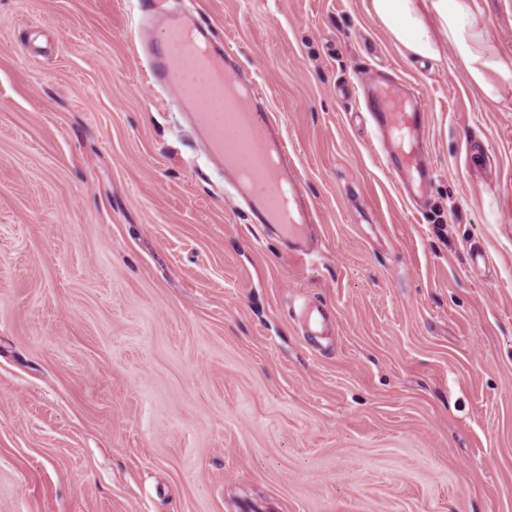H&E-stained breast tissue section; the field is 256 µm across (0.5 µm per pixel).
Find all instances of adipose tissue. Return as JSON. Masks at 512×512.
Listing matches in <instances>:
<instances>
[{
    "label": "adipose tissue",
    "mask_w": 512,
    "mask_h": 512,
    "mask_svg": "<svg viewBox=\"0 0 512 512\" xmlns=\"http://www.w3.org/2000/svg\"><path fill=\"white\" fill-rule=\"evenodd\" d=\"M369 12L413 55L437 59L453 46L468 80L487 96L495 94L489 73H512L511 63L485 49L471 0H370Z\"/></svg>",
    "instance_id": "1"
}]
</instances>
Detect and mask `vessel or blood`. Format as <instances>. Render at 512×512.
Returning <instances> with one entry per match:
<instances>
[{
  "label": "vessel or blood",
  "mask_w": 512,
  "mask_h": 512,
  "mask_svg": "<svg viewBox=\"0 0 512 512\" xmlns=\"http://www.w3.org/2000/svg\"><path fill=\"white\" fill-rule=\"evenodd\" d=\"M231 57V50L215 48L207 30L176 18L153 49L148 76L154 84L179 89L181 105L246 201L254 223L287 239L297 258H308L318 224L316 208L294 172L273 112L258 104L260 85L238 79ZM187 71H204L208 78L199 85L182 84ZM363 103L401 198L422 206L432 179L423 144V96L404 76L390 71L364 86Z\"/></svg>",
  "instance_id": "b4317fda"
}]
</instances>
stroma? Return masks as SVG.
Listing matches in <instances>:
<instances>
[{
	"label": "stroma",
	"mask_w": 512,
	"mask_h": 512,
	"mask_svg": "<svg viewBox=\"0 0 512 512\" xmlns=\"http://www.w3.org/2000/svg\"><path fill=\"white\" fill-rule=\"evenodd\" d=\"M147 3L0 0V512H512V77L369 0ZM472 4L512 60V0ZM174 10L260 83L311 261L148 81ZM388 70L428 104L419 212L355 91Z\"/></svg>",
	"instance_id": "stroma-1"
}]
</instances>
